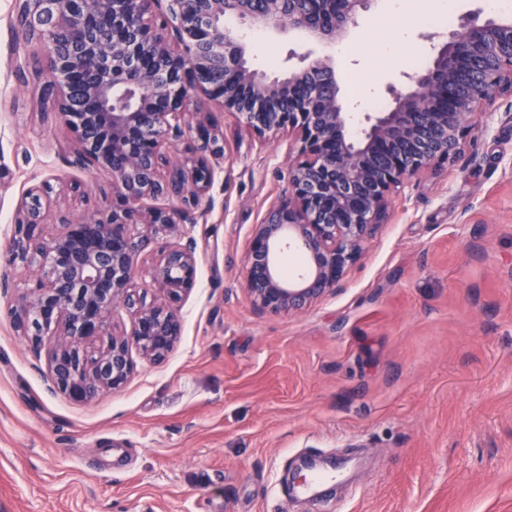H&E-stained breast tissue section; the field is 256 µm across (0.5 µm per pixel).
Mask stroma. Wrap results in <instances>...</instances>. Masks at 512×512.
<instances>
[{
    "label": "stroma",
    "mask_w": 512,
    "mask_h": 512,
    "mask_svg": "<svg viewBox=\"0 0 512 512\" xmlns=\"http://www.w3.org/2000/svg\"><path fill=\"white\" fill-rule=\"evenodd\" d=\"M430 11L364 13L336 61L342 95L391 107L387 85L429 66L433 43L492 17L486 0H457L444 27ZM17 12L0 0V247L31 185L53 187L49 235L58 211L112 199L106 174L67 166L74 142L41 103ZM246 42L271 72L301 40ZM201 109L224 133V172L184 228L197 283L163 363L137 360L120 390L72 403L8 316L28 272L0 287V512H512V96L495 95L454 162L397 190L341 287L297 315L258 312L240 286L295 145ZM302 455L357 467L301 501L283 477Z\"/></svg>",
    "instance_id": "1"
}]
</instances>
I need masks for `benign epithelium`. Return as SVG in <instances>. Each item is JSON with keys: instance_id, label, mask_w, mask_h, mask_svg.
<instances>
[{"instance_id": "7a95c632", "label": "benign epithelium", "mask_w": 512, "mask_h": 512, "mask_svg": "<svg viewBox=\"0 0 512 512\" xmlns=\"http://www.w3.org/2000/svg\"><path fill=\"white\" fill-rule=\"evenodd\" d=\"M153 2L19 0L17 34L38 65L43 102L76 144L68 164L112 178L105 217L61 214L49 237L40 199L50 186L28 188L0 271L5 281L37 266L12 323L37 352L44 335L56 336L51 381L74 404L121 389L135 368L131 349L161 363L181 335L196 244L177 238L201 204H213L224 158L216 123L191 108L208 101L259 136H294L288 196L252 231L244 290L261 312L298 313L336 291L384 223L394 190L457 155L493 92L512 90V20L473 23L433 46L426 70L388 85L393 106L365 114L354 131L332 60L303 55L284 73L259 71L225 19L334 44L373 0H166L158 22L148 18ZM288 249L306 261L296 279L279 268ZM155 250L161 295L149 302L130 282L139 257ZM118 307L132 315L119 334L109 332ZM100 339L106 344L93 349Z\"/></svg>"}]
</instances>
